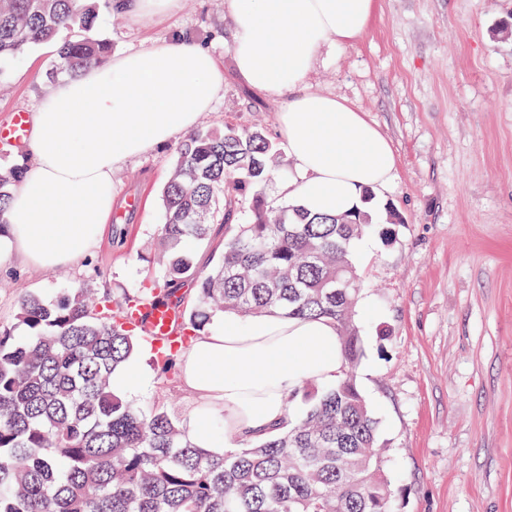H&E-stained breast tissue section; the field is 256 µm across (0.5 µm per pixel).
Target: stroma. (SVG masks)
Here are the masks:
<instances>
[{
    "instance_id": "35a3bbf8",
    "label": "stroma",
    "mask_w": 512,
    "mask_h": 512,
    "mask_svg": "<svg viewBox=\"0 0 512 512\" xmlns=\"http://www.w3.org/2000/svg\"><path fill=\"white\" fill-rule=\"evenodd\" d=\"M93 34L116 54L175 35L207 46L224 92L201 128L280 141L278 101L235 73L226 0H180L169 16L118 24L100 0ZM55 50L37 45L5 63L0 122L52 93ZM308 89L345 99L396 156L382 195L403 221L387 238L372 228L371 251L350 256L363 349L356 380L386 450L391 510L512 512V0H377L359 40L323 50ZM175 148L115 172V219L86 258L49 272L0 264V325L24 335L23 290L54 301L158 276L150 247ZM155 401L182 419L203 403L160 370L142 398Z\"/></svg>"
}]
</instances>
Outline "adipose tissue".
I'll return each mask as SVG.
<instances>
[{
	"label": "adipose tissue",
	"mask_w": 512,
	"mask_h": 512,
	"mask_svg": "<svg viewBox=\"0 0 512 512\" xmlns=\"http://www.w3.org/2000/svg\"><path fill=\"white\" fill-rule=\"evenodd\" d=\"M235 71L280 103L276 124L295 163L282 191L311 214L338 215L394 176L389 141L361 112L306 81L324 48L366 31L376 0H229ZM224 91L211 51L175 36L112 56L57 84L33 112L32 155L4 215L0 256L35 271L92 250L113 209L112 175L155 146L187 135ZM151 347L112 374V391L137 403L150 387ZM180 382L205 398L184 426L196 447L223 455L236 441L286 424L301 387L342 373L336 324L283 314L228 313L177 356Z\"/></svg>",
	"instance_id": "adipose-tissue-1"
}]
</instances>
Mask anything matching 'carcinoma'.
I'll return each mask as SVG.
<instances>
[{"instance_id":"carcinoma-1","label":"carcinoma","mask_w":512,"mask_h":512,"mask_svg":"<svg viewBox=\"0 0 512 512\" xmlns=\"http://www.w3.org/2000/svg\"><path fill=\"white\" fill-rule=\"evenodd\" d=\"M98 13L99 0H0V59L55 43L53 79L102 64L110 43L85 35ZM75 28L80 34L58 41ZM283 167L260 130H197L177 145L162 190V281L120 294L21 298L24 339L0 326V512H391L385 448L352 373L362 340L349 253L370 227L402 220L387 209L371 216L368 190L353 215L309 218L274 206L265 188ZM21 174L0 172V216ZM215 224L224 250L202 273L188 244ZM189 280L190 306L181 293ZM139 301L180 308L191 339L224 312L332 319L343 375L313 392L301 421L214 456L189 442L167 407L112 394V371L143 340L123 321V308Z\"/></svg>"}]
</instances>
